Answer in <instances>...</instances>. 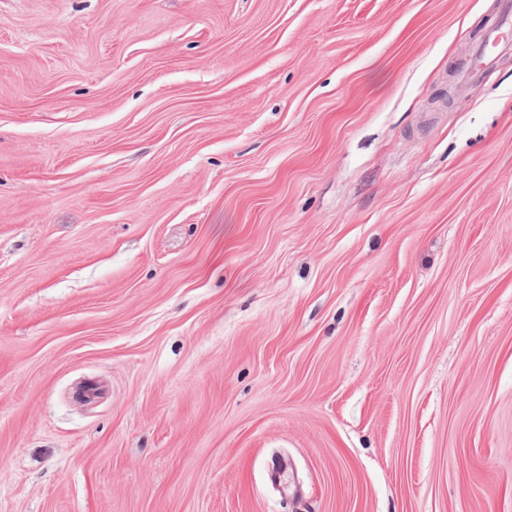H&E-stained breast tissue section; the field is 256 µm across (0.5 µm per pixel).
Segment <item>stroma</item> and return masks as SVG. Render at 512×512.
Instances as JSON below:
<instances>
[{
	"instance_id": "stroma-1",
	"label": "stroma",
	"mask_w": 512,
	"mask_h": 512,
	"mask_svg": "<svg viewBox=\"0 0 512 512\" xmlns=\"http://www.w3.org/2000/svg\"><path fill=\"white\" fill-rule=\"evenodd\" d=\"M500 0H0V512H512ZM509 33H512V1L501 0L496 21L483 32L471 55L461 63V72L471 88L481 84L495 57L512 47L505 39Z\"/></svg>"
}]
</instances>
